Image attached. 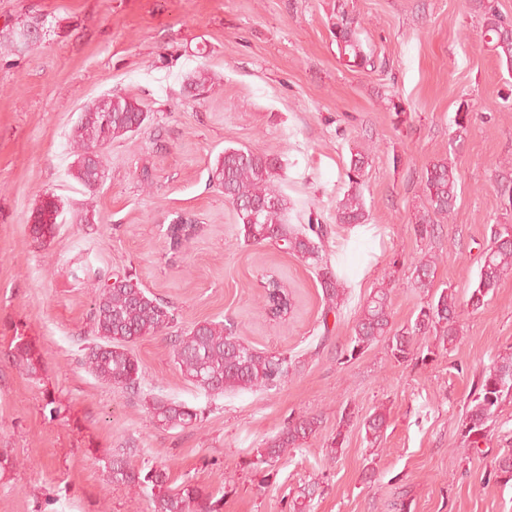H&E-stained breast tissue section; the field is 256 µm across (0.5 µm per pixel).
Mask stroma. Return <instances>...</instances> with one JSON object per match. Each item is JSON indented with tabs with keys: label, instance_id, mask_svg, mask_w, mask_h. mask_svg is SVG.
<instances>
[{
	"label": "stroma",
	"instance_id": "obj_1",
	"mask_svg": "<svg viewBox=\"0 0 512 512\" xmlns=\"http://www.w3.org/2000/svg\"><path fill=\"white\" fill-rule=\"evenodd\" d=\"M341 2L374 69L339 57L332 24ZM34 18L45 22L42 43L12 48ZM199 68L213 79L200 95L188 86ZM105 94L137 99L149 120L107 148L91 194L67 174L69 138ZM463 103L480 118L460 135ZM227 147L276 158L290 223L327 226L323 258L348 284L338 310L325 312L315 268L245 243L209 180ZM357 154L370 223L353 229L337 223L336 203ZM444 158L458 178L455 210L423 239L412 223L426 204L422 175ZM47 192L62 214L41 244L30 216ZM511 194L512 68L484 42L472 0H0V455L16 462L0 473V512H151L141 489L109 482L106 466L121 454L139 469L167 465L172 485L196 483L221 512H289L301 494L306 512H393L396 502L404 512H512V481L482 480L512 437V401L479 450L458 432L482 369L512 349V273L479 310L462 307L451 349L429 336L424 361L396 362L381 342L343 356L385 276L395 279L396 329L443 288L468 299L491 226L512 224L501 206ZM89 200L92 224L79 220ZM180 215L196 231L175 248L167 228ZM426 254L437 264L420 288L412 270ZM124 271L177 316L132 346L142 389L196 407L202 429L159 428L140 397L101 384L81 362L92 339L88 283ZM270 278L292 297L287 320L263 309ZM206 319L231 320L252 347L292 355L287 381L205 396L181 375L170 338ZM18 325L44 355L39 378L12 355ZM48 394L60 415L45 409ZM378 408L388 429L372 446L363 421ZM312 414L322 423L302 448L273 468L251 466L255 448L289 419Z\"/></svg>",
	"mask_w": 512,
	"mask_h": 512
}]
</instances>
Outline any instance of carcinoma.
<instances>
[{"label":"carcinoma","instance_id":"carcinoma-1","mask_svg":"<svg viewBox=\"0 0 512 512\" xmlns=\"http://www.w3.org/2000/svg\"><path fill=\"white\" fill-rule=\"evenodd\" d=\"M476 8L484 18V38L497 55L512 66V16L501 13L494 0H476ZM333 34L340 57L357 67L373 66L356 31L355 19L345 10L338 11ZM148 112L135 99L103 95L81 112L70 136L74 161L69 175L88 192H95L105 174L104 151L112 140L140 131ZM363 161L351 162L347 174L349 189L336 205V223L353 226L368 221L359 182ZM277 161L251 149L227 147L211 168V180L224 190V199L233 206L244 240L252 245L283 243L290 254L318 269L326 311L344 302L345 282L328 265L322 264L317 240L326 233L316 223H288V199L276 186ZM423 192L427 206L415 215V234L431 235L435 217L449 215L457 201L455 168L446 159H438L426 168ZM60 203L53 194L43 195L31 214L35 239L55 235ZM436 262L434 257L415 263V281L426 286ZM512 272V224H495L491 228V245L480 259L479 272L467 300L471 309L484 305L485 298L497 288L507 273ZM132 277L116 278L108 284L94 285L92 311L93 343L83 348V364L101 383L141 394L144 369L130 352L137 340L157 335L176 321L174 309L146 289L131 285ZM393 287L381 285L362 306L351 336L348 356L355 358L380 341L391 356L405 362L414 355L419 336L434 334L442 346L451 347L460 329L458 311L461 303L456 291L444 288L420 307L411 327L394 330L391 325V293ZM264 310L273 319L284 320L292 311L290 294L278 281L270 279L265 287ZM14 357L26 373L36 377L43 370L44 356L27 337L14 327L11 339ZM173 354L181 374L197 389L208 394L246 390H267L286 382L293 356L259 351L233 334L222 321L204 320L192 324L173 341ZM512 399V351L498 356L480 375L469 394L461 419L460 433L475 450L479 440L487 437L488 422L499 408ZM152 420L163 429L196 428L203 422L198 409L173 398L152 396L145 400ZM384 410H376L364 421L370 442H377L387 428ZM316 416H299L277 435L256 449L252 465L271 468L291 450L302 447L319 428ZM108 479L139 487L149 496L153 512H218L217 503L199 486L185 481L171 484L168 470L153 466L135 470L123 458L112 459ZM512 480V448L505 449L491 462L486 480Z\"/></svg>","mask_w":512,"mask_h":512}]
</instances>
